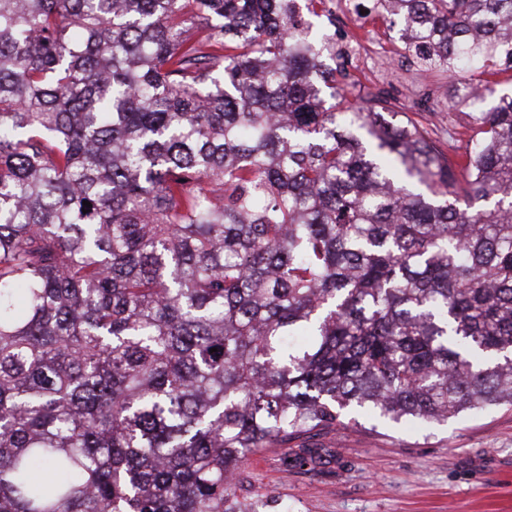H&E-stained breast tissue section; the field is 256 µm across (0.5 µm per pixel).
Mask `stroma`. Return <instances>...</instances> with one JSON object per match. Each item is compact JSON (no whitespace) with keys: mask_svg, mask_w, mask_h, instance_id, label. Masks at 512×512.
Instances as JSON below:
<instances>
[{"mask_svg":"<svg viewBox=\"0 0 512 512\" xmlns=\"http://www.w3.org/2000/svg\"><path fill=\"white\" fill-rule=\"evenodd\" d=\"M350 92L387 96L396 111L447 142L473 124L456 80L422 71L399 51L381 19L352 21ZM321 455L293 467L300 441L242 464L238 495L274 501L278 512H512V409L493 407L434 426L363 421L313 436Z\"/></svg>","mask_w":512,"mask_h":512,"instance_id":"35a3bbf8","label":"stroma"}]
</instances>
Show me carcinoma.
Here are the masks:
<instances>
[{"label": "carcinoma", "instance_id": "cac0c4a2", "mask_svg": "<svg viewBox=\"0 0 512 512\" xmlns=\"http://www.w3.org/2000/svg\"><path fill=\"white\" fill-rule=\"evenodd\" d=\"M330 2L0 0V512H260L261 449L512 406V0H370L462 153L341 107Z\"/></svg>", "mask_w": 512, "mask_h": 512}]
</instances>
